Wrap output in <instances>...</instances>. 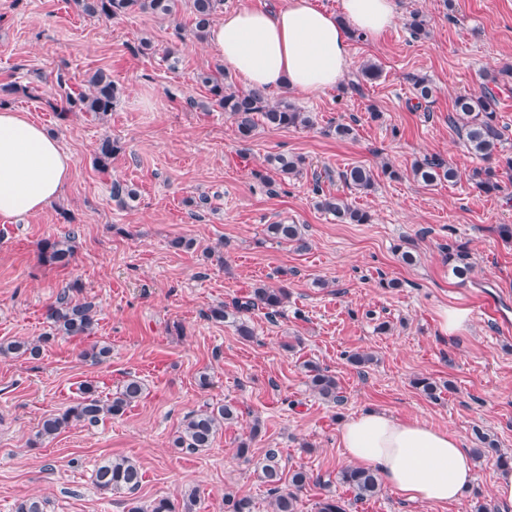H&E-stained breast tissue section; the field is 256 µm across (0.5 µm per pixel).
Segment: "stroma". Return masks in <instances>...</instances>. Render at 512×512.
Returning <instances> with one entry per match:
<instances>
[{
    "mask_svg": "<svg viewBox=\"0 0 512 512\" xmlns=\"http://www.w3.org/2000/svg\"><path fill=\"white\" fill-rule=\"evenodd\" d=\"M415 9L429 21L428 37L413 38L405 26ZM400 15L385 35L352 41L350 67L335 88L293 94L313 128L261 127L244 142L197 80L216 59L193 38L189 8L172 19L137 11L105 19L82 14L74 0H0V86L20 88L9 106L45 127L73 162L57 201L20 219L0 218V341L38 339L48 329L47 306L76 279L98 318L94 337L55 339L34 359L0 357V512L31 496L47 499V512H127L125 495L102 494L93 482L107 457L137 461L142 503L195 488L197 512H224L228 492L270 512L259 477L270 448L284 470L312 477L301 512H314L328 491L346 501L347 512H475L481 502L512 512L493 501L499 467L492 457L476 462L474 487L455 505L409 503L387 487L358 502L336 478L345 465L340 425L370 408L449 429L467 448L479 427L512 451V243L499 234L512 224V181L496 195L475 189L467 176L483 162L448 126L457 95L477 91L484 72L512 64V0H400ZM144 39L152 49L141 53ZM172 47L180 50L174 68L166 60ZM366 61L382 76L357 94L350 84ZM98 69L119 88L112 112H66L57 73L76 93ZM415 75L436 87L430 105L418 106ZM25 85L31 93H22ZM337 123L350 124L353 138L327 135ZM107 136L120 150L103 171L95 148ZM279 153L304 158L301 177L286 181L268 167L267 157ZM426 155L452 162L461 180L414 182L410 168ZM386 161L402 179L380 176ZM354 163L377 171L373 190L348 192L326 179ZM116 179L138 190L128 206L112 198ZM317 182L324 193L346 194L371 223L339 224L318 210ZM203 194L210 203L196 209ZM277 221L305 225L310 250L266 236ZM70 232L71 264L45 263L43 240ZM177 237L193 248H172ZM450 243L470 252V279L449 269L442 248ZM407 246L416 255L411 266L401 259ZM262 284L287 288L288 301L272 319L248 314L253 339H241L232 321L208 319L212 307ZM450 306L472 316L455 338L440 327L439 312ZM382 322L389 332L379 331ZM290 339L297 345L288 351ZM95 340L112 347L106 363L80 356ZM356 351L372 353L374 363L356 369L347 360ZM308 361L335 375L342 404L309 388ZM203 373L210 377L204 388ZM131 375L146 389L122 416L36 442L41 419L73 403L82 383L106 397ZM421 375L442 385L438 399L414 387ZM206 402L235 404L238 421L206 451L175 452L172 435ZM255 421L261 433L246 463L235 449Z\"/></svg>",
    "mask_w": 512,
    "mask_h": 512,
    "instance_id": "stroma-1",
    "label": "stroma"
}]
</instances>
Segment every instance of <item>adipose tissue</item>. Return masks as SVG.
<instances>
[{
    "mask_svg": "<svg viewBox=\"0 0 512 512\" xmlns=\"http://www.w3.org/2000/svg\"><path fill=\"white\" fill-rule=\"evenodd\" d=\"M398 15V0H340L335 12L311 0H272L262 10L224 13L208 42L246 87L316 95L336 87L348 70L354 34L379 37ZM71 167L70 156L39 123L0 108V217L44 210L62 193ZM339 444L347 462L374 470L411 502L454 504L475 482L470 450L449 430L423 420L368 409L343 422Z\"/></svg>",
    "mask_w": 512,
    "mask_h": 512,
    "instance_id": "obj_1",
    "label": "adipose tissue"
}]
</instances>
